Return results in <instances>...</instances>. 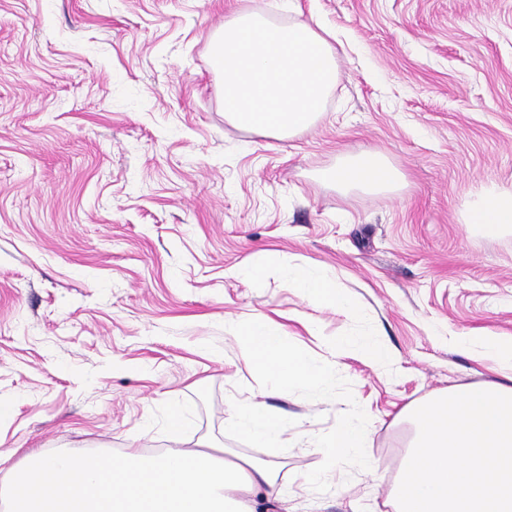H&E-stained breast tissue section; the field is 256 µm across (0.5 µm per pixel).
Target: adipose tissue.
<instances>
[{
	"label": "adipose tissue",
	"instance_id": "1",
	"mask_svg": "<svg viewBox=\"0 0 512 512\" xmlns=\"http://www.w3.org/2000/svg\"><path fill=\"white\" fill-rule=\"evenodd\" d=\"M342 191L389 192L397 188L400 172L378 151L343 156L321 173ZM465 221L486 238L512 232V193L480 188L464 208ZM289 287L314 304L352 317L357 309L335 282L304 267L289 268ZM244 360L268 374L274 387L312 382L327 385L332 371L296 355L281 328L264 315L241 330ZM229 427L246 441L265 444L287 433V418L268 412L260 402L235 407ZM369 431L359 420L343 419L335 431L311 433L322 456L320 471L304 476V484L325 483L328 475L349 466L372 471L365 453ZM274 465L249 458L221 460L207 448L150 454L137 448L122 457L76 456L60 453L34 456L27 469L14 473L4 497L6 512H256V497L281 500Z\"/></svg>",
	"mask_w": 512,
	"mask_h": 512
}]
</instances>
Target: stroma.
Returning <instances> with one entry per match:
<instances>
[{
  "instance_id": "stroma-1",
  "label": "stroma",
  "mask_w": 512,
  "mask_h": 512,
  "mask_svg": "<svg viewBox=\"0 0 512 512\" xmlns=\"http://www.w3.org/2000/svg\"><path fill=\"white\" fill-rule=\"evenodd\" d=\"M240 12L339 39L307 131L226 117L210 46ZM363 149L399 170L397 191L321 179ZM485 185L512 190V0H0V486L30 455L205 445L276 465L284 498L257 512H392L404 409L512 375L466 344L512 336V234L462 221ZM294 265L336 280L358 316L289 288ZM257 312L335 382L271 391L237 341ZM337 336L396 361L334 356ZM253 399L288 416L286 440L225 426ZM360 415L376 470H352V495L296 492L322 467L308 431ZM332 349L336 354L353 351L373 367L386 368L394 363L393 353L385 345L374 340L340 336L334 339Z\"/></svg>"
}]
</instances>
